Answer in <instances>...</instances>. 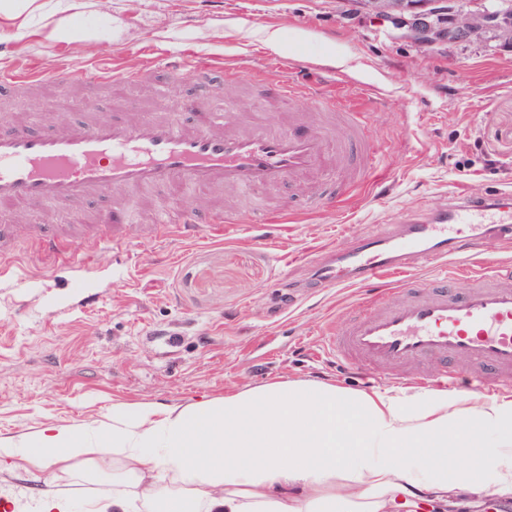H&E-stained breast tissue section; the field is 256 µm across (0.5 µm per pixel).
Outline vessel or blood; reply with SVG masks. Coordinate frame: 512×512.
I'll return each instance as SVG.
<instances>
[{"label":"vessel or blood","mask_w":512,"mask_h":512,"mask_svg":"<svg viewBox=\"0 0 512 512\" xmlns=\"http://www.w3.org/2000/svg\"><path fill=\"white\" fill-rule=\"evenodd\" d=\"M173 74L210 68L199 56L181 53L160 60ZM143 70L66 67L70 83L108 86L139 82ZM42 72L20 62L0 59V90L43 80ZM265 102L293 103L312 96L316 109L338 113L339 125L290 113L287 128L260 111L240 117L231 110L214 112L193 101L192 121L175 116L115 119L58 126L41 133L27 125L0 132V206L52 201L78 204L98 197L117 203L111 217L84 228V235L105 242L135 223L132 196L156 191L169 196L188 190H236L257 194L284 181L317 187L335 179L336 198L357 189L376 164L380 150L365 129L364 101L336 104L313 95L310 87L279 75L270 66L257 73ZM512 236V206L451 194L442 210L405 214L382 232L367 236L343 257L328 256L315 267L325 288H364L361 309L324 336V346L351 364L373 371H398L430 359L463 362L468 375L450 373L449 390L475 389L484 371L512 382V285L470 283L455 291L451 280L421 287H385L393 275L435 263L464 261L484 233ZM32 239L48 255L75 265L60 235L36 232Z\"/></svg>","instance_id":"b4317fda"}]
</instances>
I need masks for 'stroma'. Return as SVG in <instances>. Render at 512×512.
<instances>
[{
    "label": "stroma",
    "mask_w": 512,
    "mask_h": 512,
    "mask_svg": "<svg viewBox=\"0 0 512 512\" xmlns=\"http://www.w3.org/2000/svg\"><path fill=\"white\" fill-rule=\"evenodd\" d=\"M83 2L84 14L101 15L100 36L86 47L47 40L44 13L0 16V44L51 74L25 97L0 91L6 127L24 121L41 132L167 104L189 121L184 105L199 98L216 110L234 100L247 115L259 103L256 69L273 57L299 83L363 97L381 164L341 205L315 211L307 185L286 183L277 195L296 211L292 222L270 224L244 206L239 224H215L225 197L208 191L194 210L202 222L194 242L156 224L136 225L124 243L72 239V252L92 257L87 272L60 267L18 239L0 269V436H30L50 423L95 427L118 406L188 405L274 380L392 387L386 373L324 351L326 327L347 321L363 291L318 287L313 262L327 250L351 251L399 213L439 210L449 192L512 191V47L471 41L440 53L379 27L354 0H109L103 10ZM275 28L282 46L274 53L261 33ZM181 51L227 66L224 80L206 86L191 72L159 71L110 89L52 77L72 64L139 67ZM66 211L36 202L0 214V225L61 226ZM469 269L495 271L512 285V238L484 235ZM47 485L69 498L70 512L112 507L108 472L93 476L80 464L0 471V489L34 495Z\"/></svg>",
    "instance_id": "obj_1"
}]
</instances>
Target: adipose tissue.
Instances as JSON below:
<instances>
[{"mask_svg":"<svg viewBox=\"0 0 512 512\" xmlns=\"http://www.w3.org/2000/svg\"><path fill=\"white\" fill-rule=\"evenodd\" d=\"M118 462L113 512H388L512 495V400L280 380L190 405L114 409L95 430L0 437L23 469Z\"/></svg>","mask_w":512,"mask_h":512,"instance_id":"adipose-tissue-1","label":"adipose tissue"}]
</instances>
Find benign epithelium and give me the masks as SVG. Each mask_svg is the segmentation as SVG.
<instances>
[{
    "label": "benign epithelium",
    "mask_w": 512,
    "mask_h": 512,
    "mask_svg": "<svg viewBox=\"0 0 512 512\" xmlns=\"http://www.w3.org/2000/svg\"><path fill=\"white\" fill-rule=\"evenodd\" d=\"M359 7L384 23L405 29L408 40L430 48L490 36L512 45V16L487 11L483 0H471L458 12L454 0H357Z\"/></svg>",
    "instance_id": "7a95c632"
}]
</instances>
